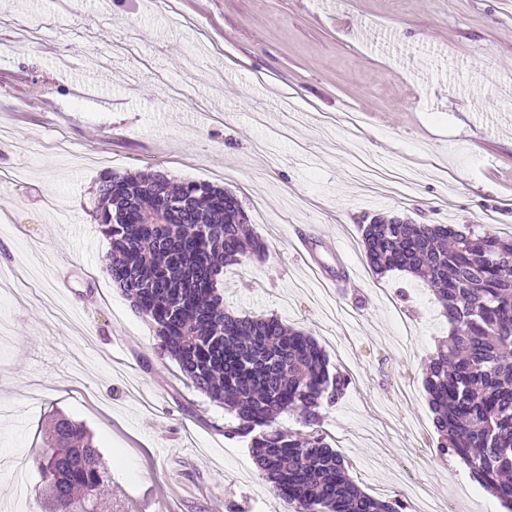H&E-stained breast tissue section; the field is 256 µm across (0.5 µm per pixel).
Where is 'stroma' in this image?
<instances>
[{
  "mask_svg": "<svg viewBox=\"0 0 512 512\" xmlns=\"http://www.w3.org/2000/svg\"><path fill=\"white\" fill-rule=\"evenodd\" d=\"M373 158L417 172L407 199L353 178ZM149 167L223 186L267 244L225 269V303L356 366L318 431L363 491L402 498L403 469L462 512H502L435 452L440 307L369 269L362 226L491 212L512 235V0H0V512H39L33 473L11 470L56 413L111 463L112 512H288L105 272L100 178ZM298 230L341 237L358 287L323 288Z\"/></svg>",
  "mask_w": 512,
  "mask_h": 512,
  "instance_id": "35a3bbf8",
  "label": "stroma"
}]
</instances>
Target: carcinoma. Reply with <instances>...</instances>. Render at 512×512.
I'll list each match as a JSON object with an SVG mask.
<instances>
[{"label": "carcinoma", "instance_id": "1", "mask_svg": "<svg viewBox=\"0 0 512 512\" xmlns=\"http://www.w3.org/2000/svg\"><path fill=\"white\" fill-rule=\"evenodd\" d=\"M95 220L110 241L105 271L192 386L252 435L263 478L294 512H400L363 492L320 434L273 426L283 413L318 423L348 378L328 369L309 336L275 317H241L224 305V268L267 255L238 200L208 182L175 184L152 170L109 173ZM376 274L422 279L448 322L424 372L438 452L450 454L512 512V238L482 224L374 219L362 233ZM41 512H100L110 472L92 435L61 415L32 456Z\"/></svg>", "mask_w": 512, "mask_h": 512}]
</instances>
